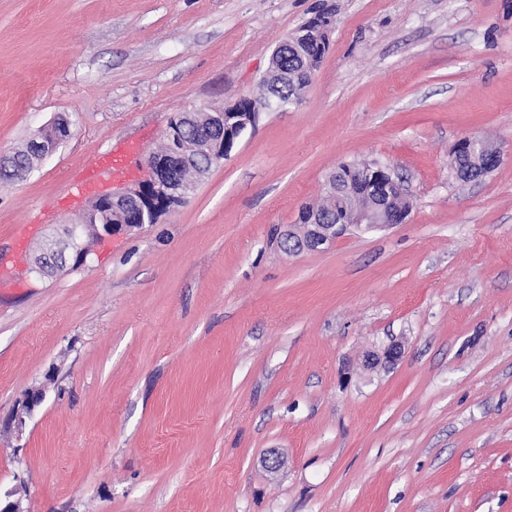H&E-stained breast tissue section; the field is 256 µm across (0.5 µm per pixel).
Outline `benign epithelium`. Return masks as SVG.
I'll return each instance as SVG.
<instances>
[{
    "instance_id": "benign-epithelium-1",
    "label": "benign epithelium",
    "mask_w": 512,
    "mask_h": 512,
    "mask_svg": "<svg viewBox=\"0 0 512 512\" xmlns=\"http://www.w3.org/2000/svg\"><path fill=\"white\" fill-rule=\"evenodd\" d=\"M328 41L327 29L319 26H301L284 37L271 54L270 66L263 79L276 86L288 85L290 102L301 99L299 84L294 82L282 62L294 52L311 65L307 49L312 44ZM277 103L272 95L250 98L229 107H205L185 110L176 114L163 134V148L151 152L146 158L148 175L143 180L119 194L97 197L78 224H67L64 237L50 241L30 272L43 276L58 270L72 259L73 265H84L90 250L81 244L85 225H94V233L100 237L128 233L145 224H154L171 208L183 204L191 197L190 191L178 185L172 178L176 165L195 164L205 161L203 172L224 161L241 139L247 128L253 125L261 112L274 110ZM68 121L59 118L47 129L39 130L30 141L29 158L40 160L52 152L66 136ZM502 148L479 136H467L454 148L450 169L454 177L463 182H477L490 174L500 164ZM350 176L336 170V177L328 180L326 192L332 197H346L349 209L342 223L325 211L303 207L304 224H292L282 232L281 239L297 241L294 253L314 251L332 244L337 237L351 228L372 230L404 223L410 212V194L403 180L393 169L380 162H357L349 167ZM402 356L398 343L389 345L382 354H374L370 364H392ZM46 397L45 386L35 385L25 391L17 407L6 420V429L20 433ZM0 512H26L22 498L16 491L0 494Z\"/></svg>"
}]
</instances>
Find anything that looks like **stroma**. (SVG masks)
Listing matches in <instances>:
<instances>
[{
  "label": "stroma",
  "mask_w": 512,
  "mask_h": 512,
  "mask_svg": "<svg viewBox=\"0 0 512 512\" xmlns=\"http://www.w3.org/2000/svg\"><path fill=\"white\" fill-rule=\"evenodd\" d=\"M323 8L300 103L157 223L28 273L177 111L256 94ZM60 115L69 137L0 183V424L51 383L0 435L25 512H512V0H0V156ZM469 134L505 148L477 183L449 168ZM111 150L125 174L76 187ZM357 160L403 176L405 223L280 250ZM45 397L46 390L44 385H35L25 391L22 398L19 399L15 411L6 420L5 428L18 434L22 433L26 425V419L31 417L35 409L45 401Z\"/></svg>",
  "instance_id": "stroma-1"
}]
</instances>
